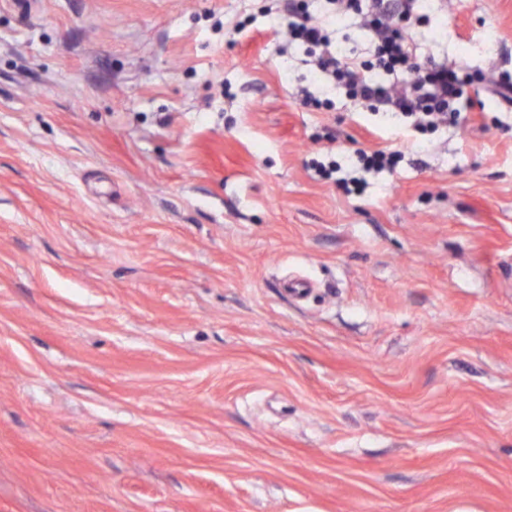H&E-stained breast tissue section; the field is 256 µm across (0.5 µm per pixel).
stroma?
<instances>
[{
    "label": "stroma",
    "mask_w": 512,
    "mask_h": 512,
    "mask_svg": "<svg viewBox=\"0 0 512 512\" xmlns=\"http://www.w3.org/2000/svg\"><path fill=\"white\" fill-rule=\"evenodd\" d=\"M268 3L0 0V512H512V108L304 106ZM398 151L376 150L372 152L360 151L355 156V171L379 172L385 169H392L396 166Z\"/></svg>",
    "instance_id": "obj_1"
}]
</instances>
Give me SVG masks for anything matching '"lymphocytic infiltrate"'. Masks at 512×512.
Here are the masks:
<instances>
[{"label": "lymphocytic infiltrate", "instance_id": "obj_1", "mask_svg": "<svg viewBox=\"0 0 512 512\" xmlns=\"http://www.w3.org/2000/svg\"><path fill=\"white\" fill-rule=\"evenodd\" d=\"M328 14L364 12L373 55L364 59L339 49L326 26L302 5L291 6L290 42L312 48L306 59L315 82L340 87L354 106L380 109L386 115L424 133L443 125H458L471 108L459 64H431L421 59L411 34L418 23L417 0H327Z\"/></svg>", "mask_w": 512, "mask_h": 512}]
</instances>
